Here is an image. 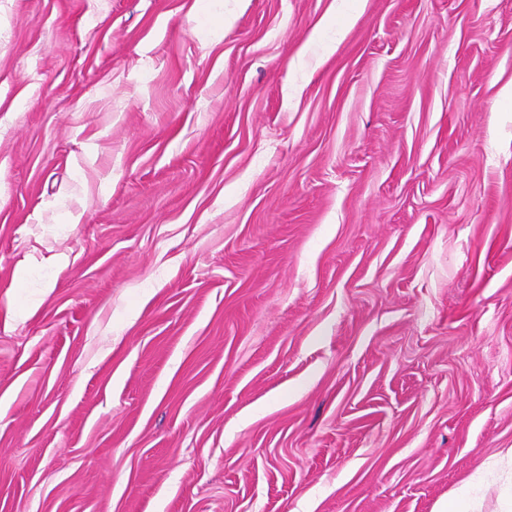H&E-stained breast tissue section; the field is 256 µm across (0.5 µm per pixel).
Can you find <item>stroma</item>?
<instances>
[{
  "mask_svg": "<svg viewBox=\"0 0 512 512\" xmlns=\"http://www.w3.org/2000/svg\"><path fill=\"white\" fill-rule=\"evenodd\" d=\"M512 0H0V512H512Z\"/></svg>",
  "mask_w": 512,
  "mask_h": 512,
  "instance_id": "1",
  "label": "stroma"
}]
</instances>
